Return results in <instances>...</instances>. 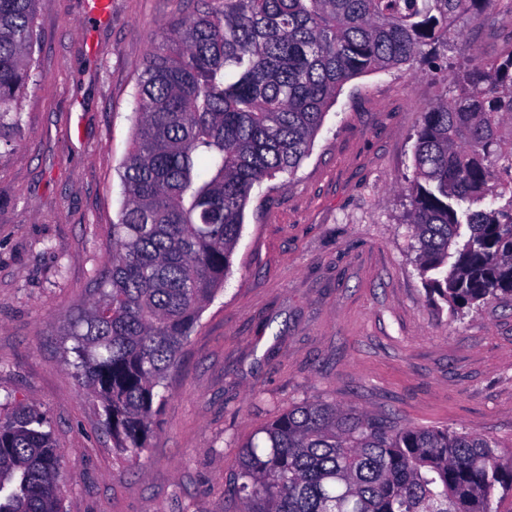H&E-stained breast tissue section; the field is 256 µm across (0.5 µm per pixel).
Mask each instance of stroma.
Returning <instances> with one entry per match:
<instances>
[{"mask_svg": "<svg viewBox=\"0 0 512 512\" xmlns=\"http://www.w3.org/2000/svg\"><path fill=\"white\" fill-rule=\"evenodd\" d=\"M192 0H38L43 76L0 148V400L50 421L64 512H237L239 447L320 398L512 444V299L453 317L428 303L405 224L414 134L449 67L512 47V0L463 16L434 63L346 83L292 176L255 188L233 272L169 373L141 463L112 446L69 364L123 203L138 74Z\"/></svg>", "mask_w": 512, "mask_h": 512, "instance_id": "1", "label": "stroma"}]
</instances>
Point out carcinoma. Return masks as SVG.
Listing matches in <instances>:
<instances>
[{
	"label": "carcinoma",
	"instance_id": "obj_1",
	"mask_svg": "<svg viewBox=\"0 0 512 512\" xmlns=\"http://www.w3.org/2000/svg\"><path fill=\"white\" fill-rule=\"evenodd\" d=\"M38 0H0V133L38 82ZM497 0H195L138 77L124 201L99 297L74 318L70 364L113 447L149 448L167 372L231 273L254 187L292 175L352 79L434 58L452 23ZM423 112L407 228L428 300L459 316L512 297V48L444 75ZM489 193L504 201L479 209ZM0 512H61L50 421L5 404ZM237 458L239 512H498L512 448L321 399L288 408Z\"/></svg>",
	"mask_w": 512,
	"mask_h": 512
}]
</instances>
